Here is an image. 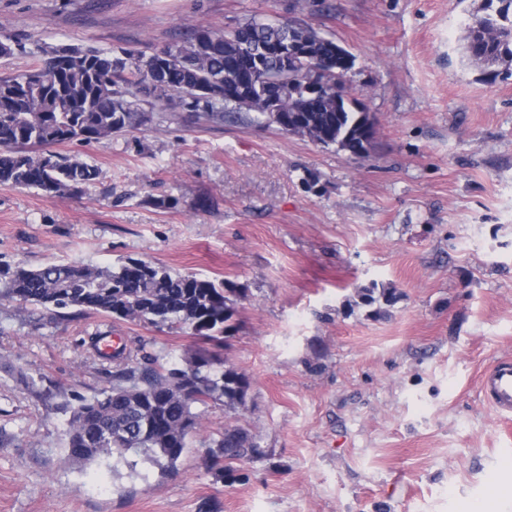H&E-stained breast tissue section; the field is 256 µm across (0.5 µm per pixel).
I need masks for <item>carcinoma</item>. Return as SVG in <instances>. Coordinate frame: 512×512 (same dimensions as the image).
<instances>
[{
  "label": "carcinoma",
  "mask_w": 512,
  "mask_h": 512,
  "mask_svg": "<svg viewBox=\"0 0 512 512\" xmlns=\"http://www.w3.org/2000/svg\"><path fill=\"white\" fill-rule=\"evenodd\" d=\"M480 11L463 37L467 60L483 73L512 77V0H483ZM288 38L302 43L305 57L283 62L277 47ZM353 65L354 58L336 55L334 40L292 20L253 19L224 32L199 26L181 44L132 64L110 52L47 46L25 73L0 77V185L35 188L48 198L81 194L98 170L48 147L98 142L138 128L146 120L141 94L165 104L176 98L204 123L221 122L228 112H254L256 122L274 124L283 134L367 157L376 118L336 102V91L350 94L346 75ZM314 69L320 90L310 95L304 84ZM238 297L223 281L173 274L142 259L129 258L116 269L71 262L0 273V300L102 312L157 327L188 325L201 342L180 367L146 352L101 355L116 362L114 384L90 398L73 394L62 404L69 414L64 462L82 466L134 455L173 470L201 428L198 406L245 405L250 377L208 348L230 336ZM262 454L259 442L237 424L224 426L221 439L205 450L207 468L228 483L237 479L233 462Z\"/></svg>",
  "instance_id": "carcinoma-1"
}]
</instances>
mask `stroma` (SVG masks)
Masks as SVG:
<instances>
[{
  "mask_svg": "<svg viewBox=\"0 0 512 512\" xmlns=\"http://www.w3.org/2000/svg\"><path fill=\"white\" fill-rule=\"evenodd\" d=\"M480 0H0V76L41 47L148 56L196 26L297 20L349 50L378 122L362 160L249 117L171 106L54 153L95 166L78 197L0 185V268L143 259L241 289L223 346L246 407H202L176 472L141 459L64 465L71 392L112 386L89 336L160 363L191 328L0 301V512H512V424L482 372L512 357V78L471 67ZM390 288L392 302H365ZM264 455L204 466L226 424Z\"/></svg>",
  "mask_w": 512,
  "mask_h": 512,
  "instance_id": "35a3bbf8",
  "label": "stroma"
}]
</instances>
